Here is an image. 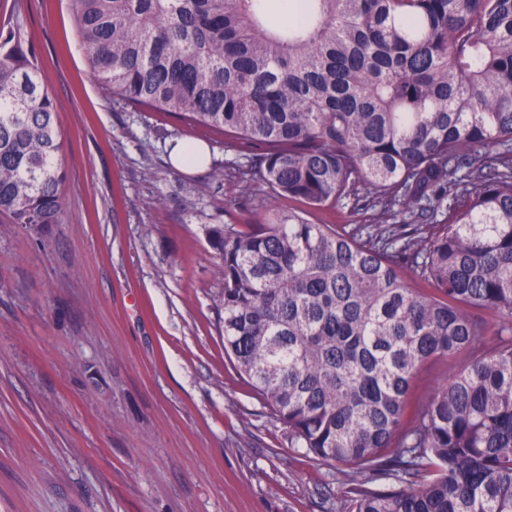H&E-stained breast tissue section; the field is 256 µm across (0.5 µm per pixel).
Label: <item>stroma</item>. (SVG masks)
<instances>
[{
  "instance_id": "1",
  "label": "stroma",
  "mask_w": 512,
  "mask_h": 512,
  "mask_svg": "<svg viewBox=\"0 0 512 512\" xmlns=\"http://www.w3.org/2000/svg\"><path fill=\"white\" fill-rule=\"evenodd\" d=\"M9 20L49 78L67 178L60 223L0 225V512H351L352 487L386 488L289 447L224 354L209 232L273 202L234 181L259 147L113 98L67 0H0ZM185 140L205 167L172 164ZM367 201L310 218L366 233ZM472 357L424 365L412 400Z\"/></svg>"
}]
</instances>
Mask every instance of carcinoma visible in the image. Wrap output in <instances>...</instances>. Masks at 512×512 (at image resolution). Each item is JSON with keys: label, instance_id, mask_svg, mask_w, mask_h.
<instances>
[{"label": "carcinoma", "instance_id": "carcinoma-1", "mask_svg": "<svg viewBox=\"0 0 512 512\" xmlns=\"http://www.w3.org/2000/svg\"><path fill=\"white\" fill-rule=\"evenodd\" d=\"M94 79L120 100L263 147L275 198L211 228L224 353L288 447L395 480L352 512H512V0H67ZM49 80L0 28V215L58 223L66 174ZM451 186L445 224L389 223ZM364 189L363 236L310 211ZM426 401L419 369L474 350ZM475 314L485 327V335L481 337V350L494 346L498 340L497 332L501 319L493 312L484 309L475 310Z\"/></svg>", "mask_w": 512, "mask_h": 512}]
</instances>
